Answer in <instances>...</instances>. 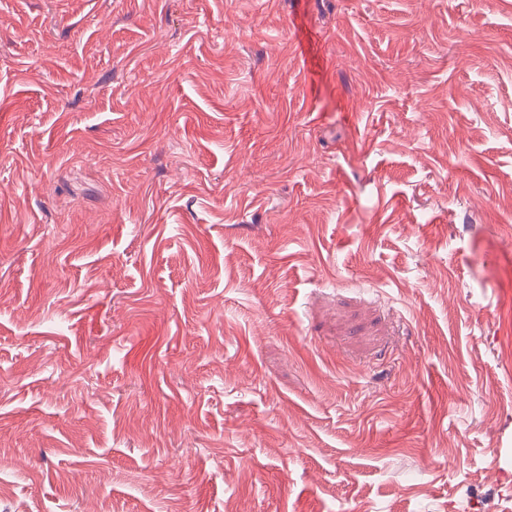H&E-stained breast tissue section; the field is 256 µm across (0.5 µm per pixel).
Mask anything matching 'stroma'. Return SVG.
<instances>
[{
	"instance_id": "obj_1",
	"label": "stroma",
	"mask_w": 512,
	"mask_h": 512,
	"mask_svg": "<svg viewBox=\"0 0 512 512\" xmlns=\"http://www.w3.org/2000/svg\"><path fill=\"white\" fill-rule=\"evenodd\" d=\"M512 0H0V512H507Z\"/></svg>"
}]
</instances>
